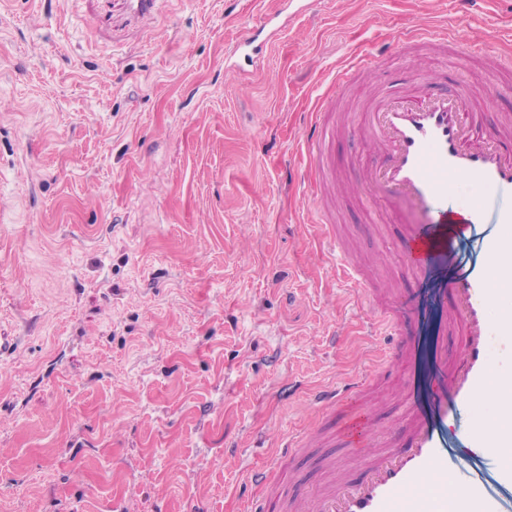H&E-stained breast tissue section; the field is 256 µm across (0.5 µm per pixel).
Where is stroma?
I'll use <instances>...</instances> for the list:
<instances>
[{
  "label": "stroma",
  "mask_w": 512,
  "mask_h": 512,
  "mask_svg": "<svg viewBox=\"0 0 512 512\" xmlns=\"http://www.w3.org/2000/svg\"><path fill=\"white\" fill-rule=\"evenodd\" d=\"M272 5L165 0L143 29L113 0L103 31L91 0H0V512H261L250 472L389 342L316 229L322 98L348 124L428 83L471 94L479 135L512 118L484 64L396 53L423 24L512 68V0H302L254 66L234 46ZM326 157L343 183L375 159L345 130ZM328 205L435 326L447 299L406 277L401 209Z\"/></svg>",
  "instance_id": "obj_1"
}]
</instances>
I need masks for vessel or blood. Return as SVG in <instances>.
<instances>
[{"mask_svg": "<svg viewBox=\"0 0 512 512\" xmlns=\"http://www.w3.org/2000/svg\"><path fill=\"white\" fill-rule=\"evenodd\" d=\"M126 20L143 25L154 19L160 0H121ZM407 42L436 44L449 50L459 70L481 58L480 42L461 44L447 30L412 27ZM474 106L465 95L453 98L421 95L417 102L405 97L374 101L355 130L384 156L381 167L365 168L358 184L372 199H395L414 215L403 232L405 269L421 283L442 266L450 243H477L481 260L459 262L457 271L444 279L450 308L432 338V372L426 405L414 406L396 433L377 446L366 439L373 430L376 408L366 403L375 377L387 373L391 363L406 359L410 350L402 335L415 319L402 301L379 295L371 276L349 252H342L343 268L363 288L370 304L393 331L395 339L368 368L348 377L342 390H317L325 409H341L335 430L311 427L286 441L289 457L312 448L330 447L341 436L359 464L357 472L329 476L315 491H308L303 476L270 484L267 469L251 474L263 485L275 512H502V493L512 494V428L481 423L464 436L463 452L480 457L483 449H496L499 464L493 476L457 483L448 466V422L460 409L475 406L488 385L512 389V318L490 325L491 303L512 298V284L494 280L491 267L512 263L504 253L512 240V151L502 144L512 138L503 126L481 145H470ZM466 177L482 188L463 209L449 206L455 193L453 179ZM505 196L495 211L487 209V194ZM456 338L459 353L448 356V340ZM501 343L500 358L491 355L492 339Z\"/></svg>", "mask_w": 512, "mask_h": 512, "instance_id": "b4317fda", "label": "vessel or blood"}]
</instances>
